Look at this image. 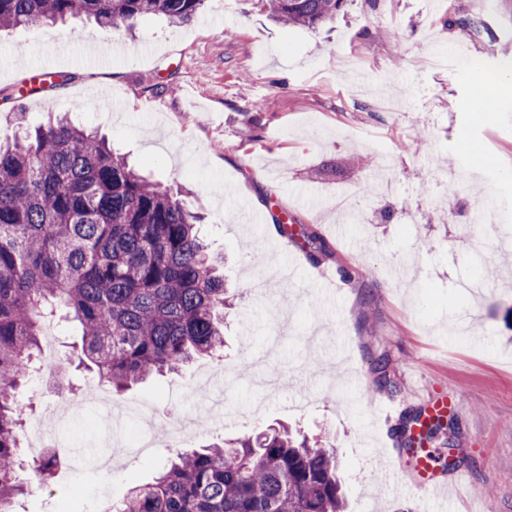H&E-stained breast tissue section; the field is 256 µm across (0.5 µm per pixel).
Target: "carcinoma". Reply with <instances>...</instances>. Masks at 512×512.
Returning a JSON list of instances; mask_svg holds the SVG:
<instances>
[{"label": "carcinoma", "mask_w": 512, "mask_h": 512, "mask_svg": "<svg viewBox=\"0 0 512 512\" xmlns=\"http://www.w3.org/2000/svg\"><path fill=\"white\" fill-rule=\"evenodd\" d=\"M346 0H265L287 27L331 22ZM203 0H0V29L64 24L132 28L145 15L192 20ZM63 75L1 89L9 101ZM200 215L152 182L105 137L63 115L0 143V512L23 492L17 392L44 321L80 331L96 380L118 394L224 348L226 288L200 236ZM310 262L326 239L301 230ZM336 452L271 428L178 452L117 512H345Z\"/></svg>", "instance_id": "cac0c4a2"}]
</instances>
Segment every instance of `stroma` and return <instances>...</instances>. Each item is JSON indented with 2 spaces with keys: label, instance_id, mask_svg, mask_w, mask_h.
Wrapping results in <instances>:
<instances>
[{
  "label": "stroma",
  "instance_id": "35a3bbf8",
  "mask_svg": "<svg viewBox=\"0 0 512 512\" xmlns=\"http://www.w3.org/2000/svg\"><path fill=\"white\" fill-rule=\"evenodd\" d=\"M85 25L0 30L1 89L44 71L66 77L0 102V143L13 140L20 112L32 127L68 111L99 130L202 213L231 306L223 350L121 396L150 411L155 441L137 447V422L121 417L113 442L122 453L109 472L77 446L96 442L94 406L111 389L79 367L76 328L42 341L20 398L55 434L60 463L41 488L31 478L40 451L23 439L28 489L15 512H72L77 493L87 512H101L103 497L121 501L180 447L278 424L335 448L347 512H433L431 501L400 496L415 464L395 429L402 413L426 412L443 395L461 409L427 446L448 512H512V237L480 221L486 199L498 224L512 225V181L500 175L512 169V92L498 89L512 61V0H347L335 22L292 29L260 0H206L188 23L147 15L133 30L101 32L124 50L101 62L85 55ZM482 89L492 106L481 119L472 103ZM108 97L122 109L100 107ZM360 153L377 166L357 163ZM444 165L463 175L456 195L434 178ZM353 186L364 194L349 213L336 194ZM243 209L264 226L241 223ZM281 222L316 230L330 254L311 263L302 236L281 235ZM465 222L473 236L463 245ZM394 264L410 276L389 280ZM362 265L371 276L357 275ZM343 268L352 277L329 292L323 272ZM382 356L396 391L375 389ZM61 359L73 386L65 398L38 375ZM369 389L397 413L371 410ZM213 393L220 424L206 410ZM174 424L190 432L186 444L171 440ZM452 453L470 485L448 483Z\"/></svg>",
  "mask_w": 512,
  "mask_h": 512
}]
</instances>
